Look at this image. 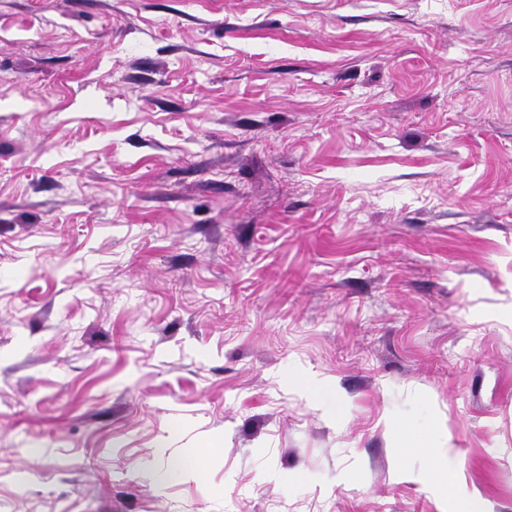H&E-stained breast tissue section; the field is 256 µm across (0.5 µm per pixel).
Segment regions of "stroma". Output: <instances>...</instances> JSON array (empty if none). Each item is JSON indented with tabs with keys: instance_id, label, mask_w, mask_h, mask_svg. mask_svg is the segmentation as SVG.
<instances>
[{
	"instance_id": "obj_1",
	"label": "stroma",
	"mask_w": 512,
	"mask_h": 512,
	"mask_svg": "<svg viewBox=\"0 0 512 512\" xmlns=\"http://www.w3.org/2000/svg\"><path fill=\"white\" fill-rule=\"evenodd\" d=\"M438 434L512 512V0H0V512H455ZM437 463L435 467L436 480L439 483L441 494L448 495V490L456 491L458 482V464L461 453L451 448L448 439L437 446Z\"/></svg>"
}]
</instances>
